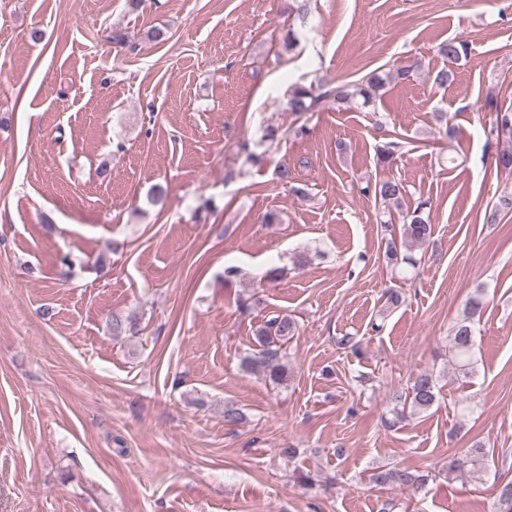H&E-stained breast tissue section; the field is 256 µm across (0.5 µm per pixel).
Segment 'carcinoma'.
<instances>
[{
    "mask_svg": "<svg viewBox=\"0 0 512 512\" xmlns=\"http://www.w3.org/2000/svg\"><path fill=\"white\" fill-rule=\"evenodd\" d=\"M437 52L452 64L459 63L468 56V44L464 41L451 39L439 45ZM411 67L391 66L378 68L358 80L343 81L337 85L319 80L308 85L295 83L288 89L286 109L294 114L318 112L324 108H336L338 111L352 108H365L382 97L385 89L397 83H403L410 77ZM484 108L496 113L490 130L492 138L488 143L495 144L496 167L512 174V110L499 107L495 95L487 93ZM401 149L400 142L393 138L380 144L377 148V163L385 166L390 164ZM277 178L289 185L293 195L305 199L308 187L297 182L293 169L287 163L280 164L276 169ZM361 192L373 193L385 207H395L402 219L400 229L391 227L388 221L383 222L384 231L389 233L386 239L385 256L388 260H398L413 265V258L399 256L398 248L407 251L429 241L433 234L430 219L431 203L420 200L412 209L404 208L407 196L406 186L395 179H377L374 185H366ZM485 289L478 287L469 297L464 313L457 319L450 330L448 344L449 365L465 378L475 374L473 359L474 326L484 305ZM109 328L114 336H136L139 333L138 319L133 315L117 316L109 319ZM298 333V323L288 314H276L267 319L255 330L257 349L245 355L241 367L245 371H262L276 384L288 381V365L283 362L281 354L283 346ZM437 380L431 373H422L415 378L408 392L392 397L394 403L391 410L392 418L384 420L388 428L413 415L429 411L437 402ZM494 454V449L481 442H475L461 451L460 455L448 463V475H468L479 479L486 472L485 461ZM429 481V475H418L406 468L393 467L374 474V482L382 489L421 488ZM494 512H512V481L498 487L495 498Z\"/></svg>",
    "mask_w": 512,
    "mask_h": 512,
    "instance_id": "obj_1",
    "label": "carcinoma"
}]
</instances>
